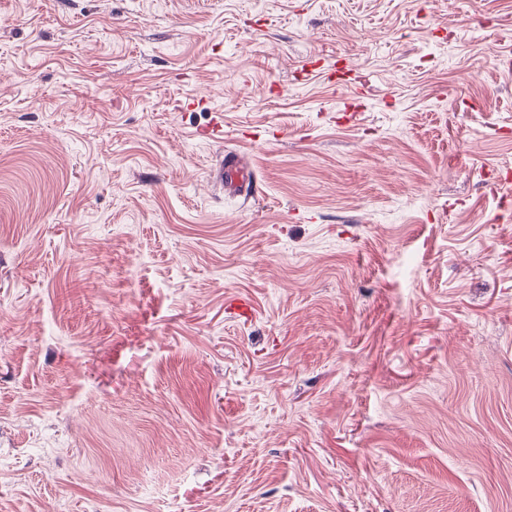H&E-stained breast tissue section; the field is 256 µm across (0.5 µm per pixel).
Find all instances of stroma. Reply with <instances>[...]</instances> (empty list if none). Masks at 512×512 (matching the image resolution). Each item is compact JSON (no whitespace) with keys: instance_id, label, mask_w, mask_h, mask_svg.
<instances>
[{"instance_id":"stroma-1","label":"stroma","mask_w":512,"mask_h":512,"mask_svg":"<svg viewBox=\"0 0 512 512\" xmlns=\"http://www.w3.org/2000/svg\"><path fill=\"white\" fill-rule=\"evenodd\" d=\"M511 168L512 0H0V512H512ZM218 176L224 183V191L229 194L248 196L257 191V182L252 171L246 168L241 156L225 151L219 159Z\"/></svg>"}]
</instances>
